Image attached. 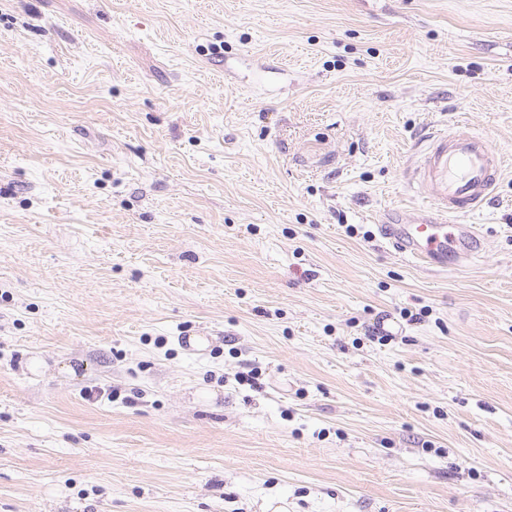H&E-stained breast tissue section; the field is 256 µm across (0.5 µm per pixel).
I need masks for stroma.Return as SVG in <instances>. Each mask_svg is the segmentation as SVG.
I'll use <instances>...</instances> for the list:
<instances>
[{
	"mask_svg": "<svg viewBox=\"0 0 512 512\" xmlns=\"http://www.w3.org/2000/svg\"><path fill=\"white\" fill-rule=\"evenodd\" d=\"M458 123L512 0H0V512H512V164L377 233ZM414 178L425 187L428 206L412 212L390 210L379 234L397 253L425 267L446 270L472 260L482 250L477 224H447L489 207L499 184L504 156L465 124L431 132Z\"/></svg>",
	"mask_w": 512,
	"mask_h": 512,
	"instance_id": "stroma-1",
	"label": "stroma"
}]
</instances>
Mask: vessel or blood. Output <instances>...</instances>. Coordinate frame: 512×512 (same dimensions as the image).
<instances>
[{"label": "vessel or blood", "instance_id": "1", "mask_svg": "<svg viewBox=\"0 0 512 512\" xmlns=\"http://www.w3.org/2000/svg\"><path fill=\"white\" fill-rule=\"evenodd\" d=\"M424 140L414 177L425 187L429 204L412 212L388 211L379 234L403 257L445 270L469 262L481 251L480 227L463 218L490 206L504 156L463 124L426 134Z\"/></svg>", "mask_w": 512, "mask_h": 512}]
</instances>
